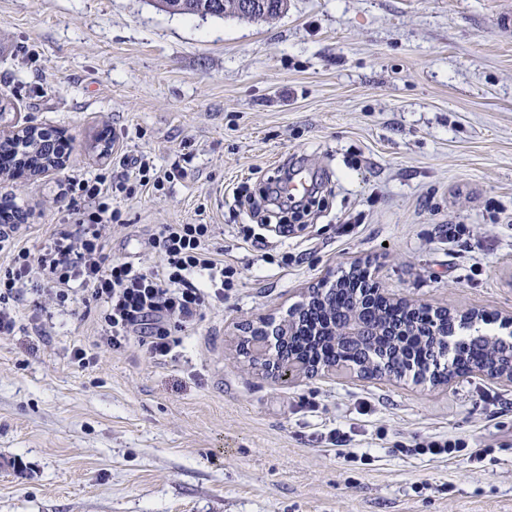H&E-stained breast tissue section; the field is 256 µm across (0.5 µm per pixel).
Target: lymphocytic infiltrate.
Returning a JSON list of instances; mask_svg holds the SVG:
<instances>
[{
  "label": "lymphocytic infiltrate",
  "instance_id": "obj_1",
  "mask_svg": "<svg viewBox=\"0 0 512 512\" xmlns=\"http://www.w3.org/2000/svg\"><path fill=\"white\" fill-rule=\"evenodd\" d=\"M70 183L84 207L59 225L36 249L19 246L16 224L0 225V335H12L17 309L42 314L47 304L64 311L70 305H95L100 311L96 346L124 350L140 335L151 358L163 361L178 346V330L201 320L211 300L223 299L234 273L211 250L210 224H161L149 245L160 266L146 269L111 256L108 231L121 215L112 207L114 192L135 187L107 177H74Z\"/></svg>",
  "mask_w": 512,
  "mask_h": 512
}]
</instances>
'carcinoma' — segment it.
Here are the masks:
<instances>
[{
    "label": "carcinoma",
    "mask_w": 512,
    "mask_h": 512,
    "mask_svg": "<svg viewBox=\"0 0 512 512\" xmlns=\"http://www.w3.org/2000/svg\"><path fill=\"white\" fill-rule=\"evenodd\" d=\"M161 10L169 14L195 15L204 17L234 16L237 0H159ZM26 139L16 142L6 139L0 142V171L16 168L18 164L28 171L36 173L50 166L59 164L58 156L50 152V147L43 138L25 130ZM336 308L349 305L354 296V289L346 287L345 278L336 280L333 290ZM385 300L380 297L370 298L364 304L362 317L369 323L377 324L384 320L389 323H404L411 327L427 324L430 311L418 313L404 308L385 309ZM330 311L319 308L312 313L310 320L304 322L297 336L293 338L291 349L300 358L313 363H334L336 359L346 361L371 370L386 371L396 377L405 376L418 370L423 357L434 343H440L445 337H457V329L463 324L462 316L448 315L439 319V336H373L364 348L347 347L345 351L336 350L331 336H315L319 323L327 320ZM512 355V341L508 337L489 338L483 334L462 337L458 341L454 367L461 375H467L480 368L491 370L504 369Z\"/></svg>",
    "instance_id": "carcinoma-1"
}]
</instances>
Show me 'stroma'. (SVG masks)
Returning <instances> with one entry per match:
<instances>
[{"label":"stroma","instance_id":"1","mask_svg":"<svg viewBox=\"0 0 512 512\" xmlns=\"http://www.w3.org/2000/svg\"><path fill=\"white\" fill-rule=\"evenodd\" d=\"M512 0H288L279 17L171 15L152 0H0V134L64 143L62 166L0 174L35 247L69 176L171 183L114 197L112 254L153 267L160 224H210L234 286L175 357L94 344L82 304L0 336V512H512V387L358 377L280 383L237 349L309 288L366 267L385 293L512 316ZM324 179L280 236L236 188L288 164ZM92 356L72 363L74 347ZM349 437L332 446L331 429ZM445 434L481 461L403 455ZM134 165L138 170V183L141 187L147 186L152 181L153 187L156 190H160L161 188L159 187H164L165 182H169L171 179L170 172L165 171L163 175L159 174L153 164H150V159L147 157H136Z\"/></svg>","mask_w":512,"mask_h":512}]
</instances>
